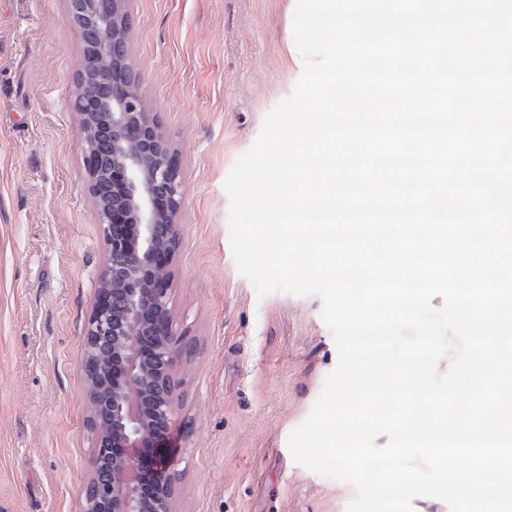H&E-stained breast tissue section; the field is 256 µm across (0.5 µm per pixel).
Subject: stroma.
I'll return each mask as SVG.
<instances>
[{
    "label": "stroma",
    "mask_w": 512,
    "mask_h": 512,
    "mask_svg": "<svg viewBox=\"0 0 512 512\" xmlns=\"http://www.w3.org/2000/svg\"><path fill=\"white\" fill-rule=\"evenodd\" d=\"M291 2H128V61L185 180L178 512H347L356 496L288 447L337 364L323 300L258 297L229 242L224 180L300 76ZM82 55L67 0H0V512H79L91 478L83 327L106 246L72 107Z\"/></svg>",
    "instance_id": "obj_1"
}]
</instances>
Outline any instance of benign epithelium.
<instances>
[{
	"instance_id": "1",
	"label": "benign epithelium",
	"mask_w": 512,
	"mask_h": 512,
	"mask_svg": "<svg viewBox=\"0 0 512 512\" xmlns=\"http://www.w3.org/2000/svg\"><path fill=\"white\" fill-rule=\"evenodd\" d=\"M69 11L104 31L91 47L92 83L82 72L75 78L73 108L82 128L100 120L110 133L106 154L89 142L84 153L107 259L83 328L97 492L84 497L80 512H175L174 484L159 449L177 415L175 375L187 347L174 323L168 274L180 247L181 165L139 92L138 76L123 78L127 0H69ZM102 171L110 178L106 203L97 192ZM105 342L112 356L96 370L89 360Z\"/></svg>"
}]
</instances>
